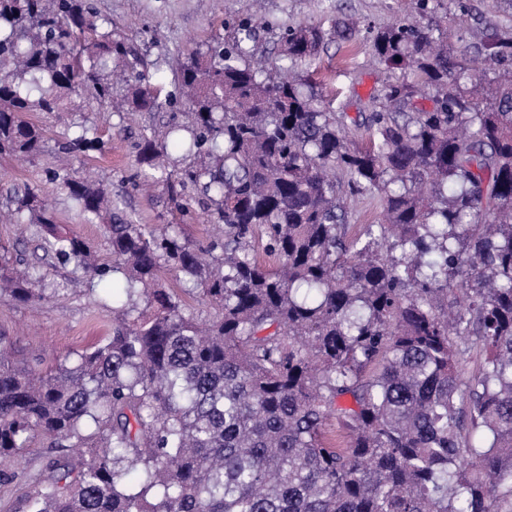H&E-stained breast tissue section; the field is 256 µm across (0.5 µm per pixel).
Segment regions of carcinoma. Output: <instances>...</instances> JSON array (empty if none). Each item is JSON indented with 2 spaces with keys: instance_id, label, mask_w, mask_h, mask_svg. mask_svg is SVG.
Returning <instances> with one entry per match:
<instances>
[{
  "instance_id": "1",
  "label": "carcinoma",
  "mask_w": 512,
  "mask_h": 512,
  "mask_svg": "<svg viewBox=\"0 0 512 512\" xmlns=\"http://www.w3.org/2000/svg\"><path fill=\"white\" fill-rule=\"evenodd\" d=\"M429 2L368 29L373 60L412 77L370 94L359 144L298 71L320 52L317 26L287 27L288 65L271 70L247 51L243 17L232 40L182 54L167 89L93 0H0V156L44 154L30 112L182 102L193 164L172 181L153 132L137 176L185 215V187H200L218 226L193 245L169 224H136L64 167L45 173L100 225L98 242L62 231L39 185L11 197L47 253L112 276L102 306L116 313L49 375L18 365L0 336V484L36 441L50 448L20 512H512V34L469 28L455 53L417 21ZM58 151L107 143L81 125ZM367 196L382 218L351 237L350 201ZM163 271L208 319L162 287ZM3 292L39 302L40 269L0 257ZM471 343L483 361L464 381ZM333 417L343 446L325 437Z\"/></svg>"
}]
</instances>
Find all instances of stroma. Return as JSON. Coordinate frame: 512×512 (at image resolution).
Returning <instances> with one entry per match:
<instances>
[{
  "instance_id": "stroma-1",
  "label": "stroma",
  "mask_w": 512,
  "mask_h": 512,
  "mask_svg": "<svg viewBox=\"0 0 512 512\" xmlns=\"http://www.w3.org/2000/svg\"><path fill=\"white\" fill-rule=\"evenodd\" d=\"M116 33L126 37L138 55L154 63L158 77L173 82L178 53L193 43H206L215 35L233 39L234 22L240 0H94ZM459 10L452 0L429 12L424 21L448 33L471 27H488L512 32V13L498 12L491 0H465ZM404 0H261L258 24L249 44L254 57L269 67L281 63L279 35L285 27L314 25L325 32L324 44L314 63L316 87L333 100L336 111L356 117L369 95L389 76L385 67L369 58L365 28L385 26L403 16ZM348 17L361 31L353 41L336 36L334 22ZM85 117L107 141L105 154L71 160L75 174L106 171L112 175V191L122 197L128 217L138 224H175L191 244L205 243L209 225L182 215L171 205L165 185L142 189L136 175L135 159L144 133L166 131L171 110L142 112L134 120L121 119L105 111L96 101H88ZM34 122L47 134V150L28 161L0 158V208L6 207L14 190L43 178L53 157L60 131L74 121L73 115L59 112L37 114ZM45 197L55 210L65 231L94 240L100 235L95 224L83 223L66 191L57 184L45 187ZM0 254L11 263L40 267L45 276L43 299L35 305H21L9 296H0V332L8 336L19 365H35L42 371L55 370L65 359L94 345L112 324L111 310L102 308L104 290L89 291L84 278L75 276L70 266L47 256L34 228L0 223ZM47 441H38L24 468L10 484L0 485V512H15L18 500L32 491L44 476Z\"/></svg>"
}]
</instances>
